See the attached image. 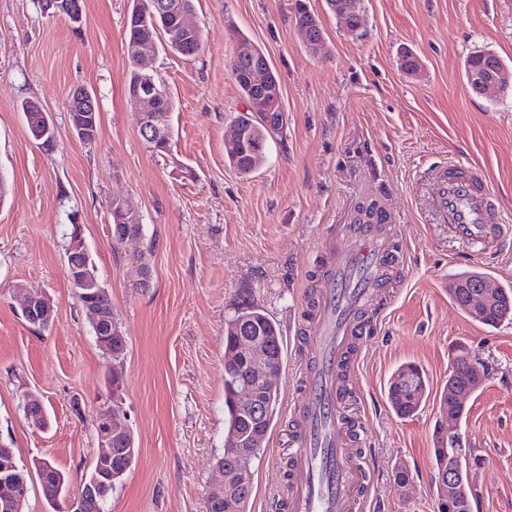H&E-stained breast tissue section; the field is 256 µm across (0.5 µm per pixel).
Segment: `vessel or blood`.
I'll return each instance as SVG.
<instances>
[{"instance_id":"obj_1","label":"vessel or blood","mask_w":512,"mask_h":512,"mask_svg":"<svg viewBox=\"0 0 512 512\" xmlns=\"http://www.w3.org/2000/svg\"><path fill=\"white\" fill-rule=\"evenodd\" d=\"M433 206L453 239L481 250L512 245V222L493 204L481 176L452 160L434 188ZM392 234L374 224L360 226L321 291L302 344L308 360L305 396L292 416L296 434L289 449L286 512H364L370 468L354 438L363 428L348 407L342 373L362 339L365 316L392 285L397 265Z\"/></svg>"}]
</instances>
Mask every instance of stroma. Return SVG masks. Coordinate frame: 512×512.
<instances>
[{
    "label": "stroma",
    "mask_w": 512,
    "mask_h": 512,
    "mask_svg": "<svg viewBox=\"0 0 512 512\" xmlns=\"http://www.w3.org/2000/svg\"><path fill=\"white\" fill-rule=\"evenodd\" d=\"M131 3L83 0L74 23L39 0H0V446L23 468L52 462L71 499L100 452L94 420L112 389V358L69 279L64 234L79 224L126 338L121 396L136 446L105 512H206L226 436L224 327L244 296L277 323L283 342L276 414L248 506L275 512L288 496L309 300L324 287L359 206L373 203L395 224L403 260L349 378L351 407L365 420L358 448L375 472L366 512H436L435 394L460 345L493 367L461 422L478 462L471 512H512V321L483 326L448 297L452 276L469 270L511 286L512 256L450 238L431 201L435 171L460 160L485 175L512 218V93H474L464 74L467 57L481 52L512 69V0H359L354 31L326 0H307L324 28L314 54L295 30V0H195L200 53L183 59L161 48L148 63L173 103L170 147L157 155L140 140L125 87ZM232 28L267 54L286 118L248 176L224 156L245 111L231 72ZM406 52L418 58L416 71L400 68ZM78 86L99 103L90 143L74 136L66 109ZM28 101L50 117V147L29 133ZM115 196L145 226L144 238L118 249L108 210ZM145 250L152 283L143 289L129 259ZM21 286L52 300L48 328L23 319ZM406 362L425 371L432 395L402 419L387 384ZM31 394L45 406L46 428L25 417ZM400 466L412 476L405 492L393 482Z\"/></svg>",
    "instance_id": "obj_1"
}]
</instances>
